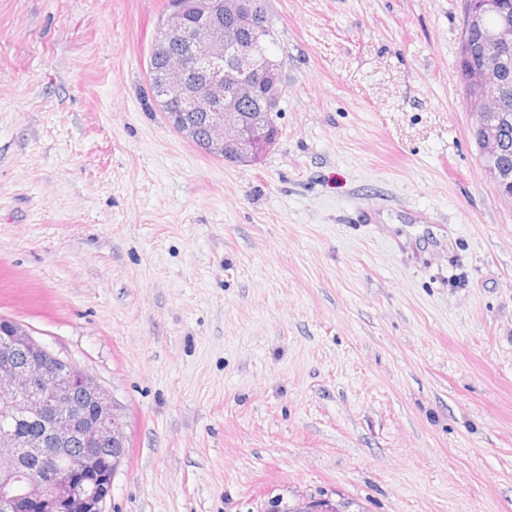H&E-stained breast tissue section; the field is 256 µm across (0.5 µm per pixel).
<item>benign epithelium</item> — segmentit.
Returning <instances> with one entry per match:
<instances>
[{
	"instance_id": "benign-epithelium-1",
	"label": "benign epithelium",
	"mask_w": 512,
	"mask_h": 512,
	"mask_svg": "<svg viewBox=\"0 0 512 512\" xmlns=\"http://www.w3.org/2000/svg\"><path fill=\"white\" fill-rule=\"evenodd\" d=\"M499 7L497 0H466L467 29L481 31L499 56L489 68L461 67L460 78L468 101L478 108L475 128L482 131L478 145L487 173L512 198V176L496 164L500 140L490 125L501 116L506 92L501 69L512 66V24L486 26L489 13ZM187 14V6L172 3L153 48V58L168 59L162 75L163 104L183 113H204L209 149L227 158L253 156L273 140V114L284 94L281 64L257 61L260 37L267 29L259 0H197L194 24L187 23ZM234 30H250L253 38L240 45L232 37ZM192 69L204 76L200 91L189 84ZM251 101V111H238ZM78 393L90 404L91 414L73 411ZM19 415L40 422L44 432L23 444L7 425L0 426V512H101L127 453L123 416L86 370L50 350L25 327L14 325L0 330V416ZM75 441L90 452L112 450L107 482L68 481V473L80 466L68 454ZM24 452L37 459L36 469L17 467Z\"/></svg>"
}]
</instances>
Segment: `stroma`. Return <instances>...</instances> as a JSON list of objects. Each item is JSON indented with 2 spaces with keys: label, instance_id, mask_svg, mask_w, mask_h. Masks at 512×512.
<instances>
[{
  "label": "stroma",
  "instance_id": "1",
  "mask_svg": "<svg viewBox=\"0 0 512 512\" xmlns=\"http://www.w3.org/2000/svg\"><path fill=\"white\" fill-rule=\"evenodd\" d=\"M166 4L0 0V318L123 414L103 512H512V204L464 0H265L251 165L150 98Z\"/></svg>",
  "mask_w": 512,
  "mask_h": 512
}]
</instances>
